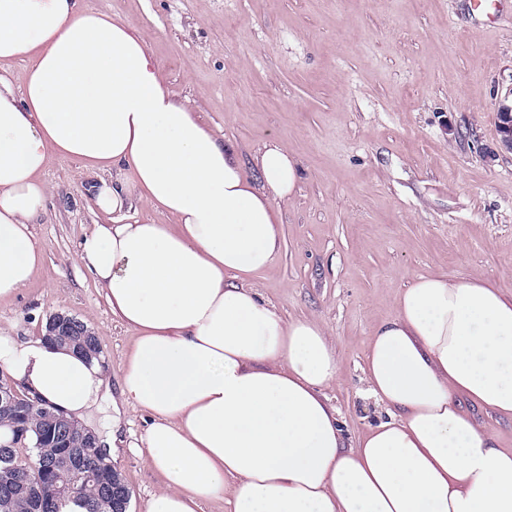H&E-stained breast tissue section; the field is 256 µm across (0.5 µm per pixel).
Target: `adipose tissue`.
Instances as JSON below:
<instances>
[{
    "instance_id": "ef3b65f1",
    "label": "adipose tissue",
    "mask_w": 512,
    "mask_h": 512,
    "mask_svg": "<svg viewBox=\"0 0 512 512\" xmlns=\"http://www.w3.org/2000/svg\"><path fill=\"white\" fill-rule=\"evenodd\" d=\"M54 156L93 176L113 217L76 258L133 334L120 393L149 417L162 479L145 512L223 497L232 512H512V451L467 410L512 419V295L418 276L371 338L367 392L384 415L350 447L323 396L338 374L325 328L285 320L249 283L278 250L292 157L265 147L250 178L235 145L175 100L132 21L81 0H0V303L43 262L32 226ZM134 198L152 216H124ZM0 367L80 419L105 386L98 362L41 337L0 335Z\"/></svg>"
}]
</instances>
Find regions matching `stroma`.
<instances>
[{
	"label": "stroma",
	"mask_w": 512,
	"mask_h": 512,
	"mask_svg": "<svg viewBox=\"0 0 512 512\" xmlns=\"http://www.w3.org/2000/svg\"><path fill=\"white\" fill-rule=\"evenodd\" d=\"M130 19L167 86L236 144L250 176L274 144L300 178L282 206L279 248L252 284L284 318L320 321L338 379L324 393L348 440L377 417L362 397L364 356L395 299L423 274L490 281L512 293V153L498 146L512 98V0H83ZM34 225L44 261L0 304V333L23 342L51 314L93 329L104 375L120 384L133 337L76 259L92 225L76 161L55 157ZM144 413L121 417L112 466L144 512L161 478L140 450Z\"/></svg>",
	"instance_id": "35a3bbf8"
}]
</instances>
